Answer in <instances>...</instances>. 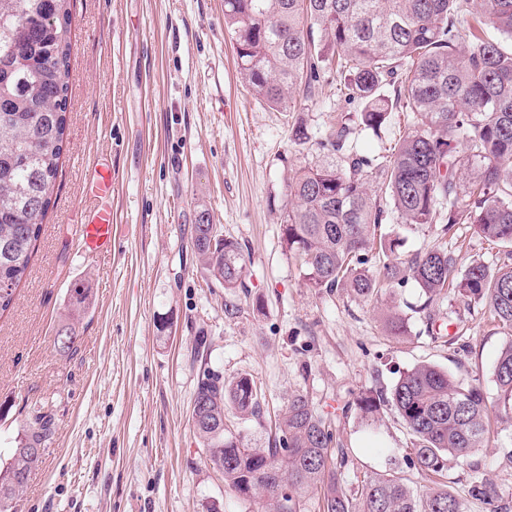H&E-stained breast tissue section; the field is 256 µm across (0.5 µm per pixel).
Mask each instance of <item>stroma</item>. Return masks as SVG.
Segmentation results:
<instances>
[{
    "instance_id": "obj_1",
    "label": "stroma",
    "mask_w": 512,
    "mask_h": 512,
    "mask_svg": "<svg viewBox=\"0 0 512 512\" xmlns=\"http://www.w3.org/2000/svg\"><path fill=\"white\" fill-rule=\"evenodd\" d=\"M336 84L295 111L257 100L224 29V0H73L66 142L30 272L0 315V465L26 425L25 405L48 403L54 429L14 512H261L225 484L194 435L191 406L201 365L190 353L206 338L205 365L225 379L246 374L260 394L264 425L226 415L224 429L260 442L274 436L290 393L306 395L330 421L338 476L349 495L367 477L398 474L415 490L430 481L409 460L410 437L382 408L362 416L364 393L386 394L420 363L479 379L495 396L493 366L506 339L480 305L450 331L428 334L411 314L407 335H389L386 308L422 299L414 283L358 300L307 287L282 239L286 185L315 161V143H293L292 127L325 129L356 111ZM112 171V191L92 196L89 172ZM112 211L110 255L88 257L77 225ZM208 208L245 259L242 288L203 272L191 242ZM403 252L444 243L459 268L496 269L501 244L472 225L403 230ZM89 280L92 304L77 349L54 348L67 290ZM485 448L452 462L443 477L465 512H488L474 481L490 480L512 512V426L491 421Z\"/></svg>"
}]
</instances>
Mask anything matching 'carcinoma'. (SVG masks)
<instances>
[{"mask_svg": "<svg viewBox=\"0 0 512 512\" xmlns=\"http://www.w3.org/2000/svg\"><path fill=\"white\" fill-rule=\"evenodd\" d=\"M71 0H0V315L26 279L51 203L67 126ZM240 74L254 96L292 112L330 79L362 104L357 120L342 118L313 137L302 122L293 141H315L323 159L297 168L287 184L284 241L310 288H342L367 300L383 287L413 281L424 297L481 304L508 340L494 366L501 418L512 420V263L489 272L481 262L460 270L445 245L403 254V239L381 233L396 223L470 224L512 248V0H224ZM417 118L413 128L370 156L355 149L363 134L379 135L393 110ZM193 247L202 269L231 291L244 287L239 244L224 237L207 209L194 224ZM90 288L79 281L57 329L58 352L76 349V323L90 309ZM395 310L386 329L406 332ZM391 406L412 436L410 464L437 479L417 494L406 479L378 474L352 499L333 459L331 425L294 393L267 447L224 432V411L263 426V407L246 375L226 380L205 368L194 392L191 424L224 482L263 512H304L302 494L318 489L323 512H463L444 477L448 458H467L486 446L489 401L479 380L457 379L429 364L406 370L390 396L365 395L366 416ZM52 417L29 405L24 434L0 468V512H11L45 455ZM470 494L499 512L493 487L475 482Z\"/></svg>", "mask_w": 512, "mask_h": 512, "instance_id": "carcinoma-1", "label": "carcinoma"}]
</instances>
